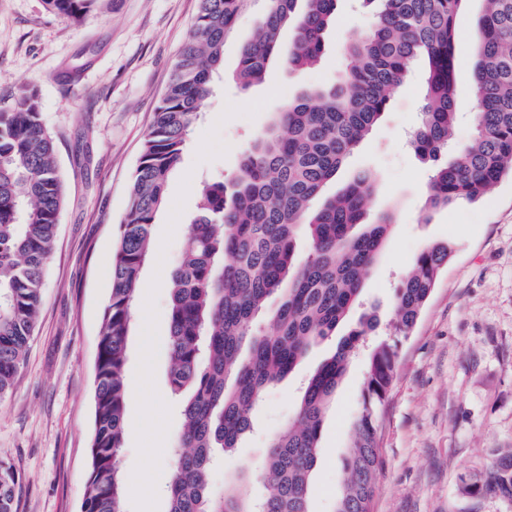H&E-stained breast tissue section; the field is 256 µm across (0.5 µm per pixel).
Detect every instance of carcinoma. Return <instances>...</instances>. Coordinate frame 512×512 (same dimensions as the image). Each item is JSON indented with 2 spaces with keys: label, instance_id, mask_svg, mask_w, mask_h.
<instances>
[{
  "label": "carcinoma",
  "instance_id": "1",
  "mask_svg": "<svg viewBox=\"0 0 512 512\" xmlns=\"http://www.w3.org/2000/svg\"><path fill=\"white\" fill-rule=\"evenodd\" d=\"M104 2L45 0L49 10L76 22ZM198 2L192 32L145 135L112 255L83 512H125L119 455L126 431L127 351L151 227L223 64L224 37L243 0ZM336 2L269 0L241 51L243 87L263 80L289 27L294 39L285 64L293 70L314 65L335 22ZM361 2L373 7L376 22L350 37L341 81L303 89L254 138L229 181L202 189L181 262L170 276L168 379L171 394L183 399L184 426L171 448L169 512H309L323 422L351 357L378 326L373 306L364 308L356 327L309 378L295 416L253 470L263 496L253 499L229 488L216 498L209 470L217 456L238 447L266 390L336 335L361 304L392 216L364 221L376 190L364 174L334 195L325 189L388 110L415 62L427 66L421 120L411 136L414 152L432 166L427 209L478 199L512 175V0H484L471 51L479 110L474 135L462 147L452 136L457 21L466 0ZM65 198L54 138L43 124L36 90L25 87L15 104L0 108V397L13 386L35 332ZM303 239L310 244L305 255L299 252ZM452 252L449 243L433 242L414 258L395 289L397 335L412 332ZM272 299L278 305L270 313ZM266 316L271 333L256 327ZM400 344L383 340L371 350L335 512H372L383 467L379 418L389 402ZM18 483V474L0 464V512H14ZM465 491L512 499V454L497 457Z\"/></svg>",
  "mask_w": 512,
  "mask_h": 512
}]
</instances>
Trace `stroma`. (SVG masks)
<instances>
[{
	"mask_svg": "<svg viewBox=\"0 0 512 512\" xmlns=\"http://www.w3.org/2000/svg\"><path fill=\"white\" fill-rule=\"evenodd\" d=\"M266 8L267 0H245L226 34L215 89L152 226L162 259L146 263L136 300L127 370L146 373L127 387V416L154 433L160 449L145 455L139 437L126 435L119 457L126 512L168 510L170 448L182 428L181 404L168 385L169 277L181 260L203 182L234 173L271 114L304 87L339 80L350 34L374 21L371 10L337 0L316 66L292 71L274 58L264 82L245 90L237 80L241 48ZM197 9V0H112L111 9L76 23L48 11L44 0H0V103L14 102L21 85L37 89L66 188L36 332L12 389L0 397V461L20 477L16 512L82 510L115 238L145 132ZM483 10V0H467L459 31L456 107L462 119L455 138L461 145L474 133L469 53ZM425 69L424 62L415 64L411 81L326 188L332 195L354 174L373 175L377 191L366 219L389 213L393 226L364 289L378 306L380 325L352 358L324 420L310 512H334L370 348L392 336L394 287L435 241L452 242L454 253L400 345L391 398L379 420L384 463L373 512H512V500L464 491L465 481L482 478L497 455L512 450V178L503 177L479 201L426 212L430 169L407 144L420 121ZM336 345V338L324 341L265 392L251 431L212 469L215 495L233 485L260 493L249 463L263 458L269 439L293 416L304 383ZM147 484L155 492L146 500L140 490Z\"/></svg>",
	"mask_w": 512,
	"mask_h": 512,
	"instance_id": "35a3bbf8",
	"label": "stroma"
}]
</instances>
